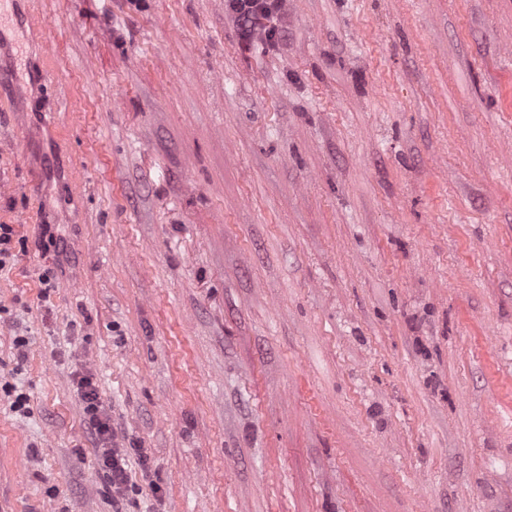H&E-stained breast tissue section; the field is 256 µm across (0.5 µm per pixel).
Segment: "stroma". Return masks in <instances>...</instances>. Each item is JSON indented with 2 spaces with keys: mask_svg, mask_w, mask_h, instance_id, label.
Returning <instances> with one entry per match:
<instances>
[{
  "mask_svg": "<svg viewBox=\"0 0 512 512\" xmlns=\"http://www.w3.org/2000/svg\"><path fill=\"white\" fill-rule=\"evenodd\" d=\"M280 25L0 0V512H512V0ZM77 385L84 403L88 430L99 443L102 461L110 472L113 490L121 495L127 488L125 455L121 448H112V428L102 410L98 393L91 378L83 376L79 379Z\"/></svg>",
  "mask_w": 512,
  "mask_h": 512,
  "instance_id": "35a3bbf8",
  "label": "stroma"
}]
</instances>
